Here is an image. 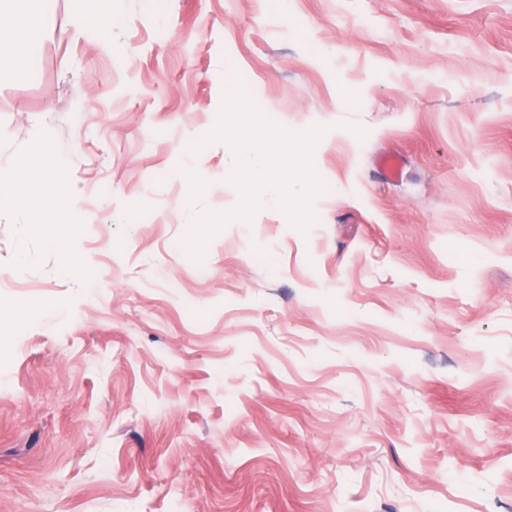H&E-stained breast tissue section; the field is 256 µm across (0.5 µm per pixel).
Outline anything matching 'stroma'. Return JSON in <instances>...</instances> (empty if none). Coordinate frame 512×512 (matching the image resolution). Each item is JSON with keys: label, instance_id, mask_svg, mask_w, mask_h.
<instances>
[{"label": "stroma", "instance_id": "stroma-1", "mask_svg": "<svg viewBox=\"0 0 512 512\" xmlns=\"http://www.w3.org/2000/svg\"><path fill=\"white\" fill-rule=\"evenodd\" d=\"M86 8L0 73V512H512V0H112L109 55ZM245 72L325 190L197 262ZM27 167L78 196L25 223Z\"/></svg>", "mask_w": 512, "mask_h": 512}]
</instances>
